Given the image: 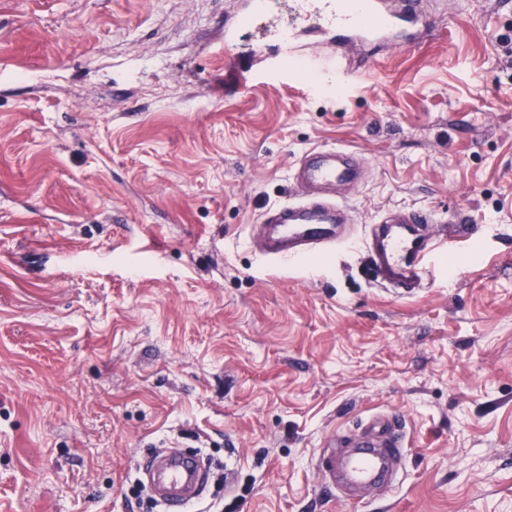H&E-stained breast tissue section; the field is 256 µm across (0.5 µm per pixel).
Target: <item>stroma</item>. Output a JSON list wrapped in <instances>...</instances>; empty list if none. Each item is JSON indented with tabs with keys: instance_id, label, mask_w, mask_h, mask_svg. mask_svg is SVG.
Instances as JSON below:
<instances>
[{
	"instance_id": "stroma-1",
	"label": "stroma",
	"mask_w": 512,
	"mask_h": 512,
	"mask_svg": "<svg viewBox=\"0 0 512 512\" xmlns=\"http://www.w3.org/2000/svg\"><path fill=\"white\" fill-rule=\"evenodd\" d=\"M243 0H0V512H162L144 448L214 454L202 512H512V0L313 78ZM354 151V229L468 226L410 297L363 249L252 244L311 148ZM405 434L395 486L325 495L327 437ZM249 493H242V486Z\"/></svg>"
}]
</instances>
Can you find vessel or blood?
Wrapping results in <instances>:
<instances>
[{
	"label": "vessel or blood",
	"mask_w": 512,
	"mask_h": 512,
	"mask_svg": "<svg viewBox=\"0 0 512 512\" xmlns=\"http://www.w3.org/2000/svg\"><path fill=\"white\" fill-rule=\"evenodd\" d=\"M308 0H247L246 19L255 24L278 14L282 5L301 11ZM314 23L336 43L355 47L366 42L392 40L406 47L414 43L422 25L416 13V0H402L394 7L389 0H317ZM294 197L267 210V233L259 245L271 260H288L318 252H333L349 245L351 236L337 233L336 221L346 214L344 199L336 197V187H352L360 180V169L352 151L313 148L302 154L292 174ZM431 212L391 211L370 227L367 254L380 287L406 295L425 284L427 260L462 236V228L441 226L435 235L424 232L434 223ZM356 440V451L339 458L335 437L325 445L330 453L324 461L323 488L335 493L337 483L368 486L392 475L391 463L404 444V436L389 418L377 417L363 424ZM150 489L166 512H186L204 490L198 459L171 453H152L146 460Z\"/></svg>",
	"instance_id": "1"
}]
</instances>
